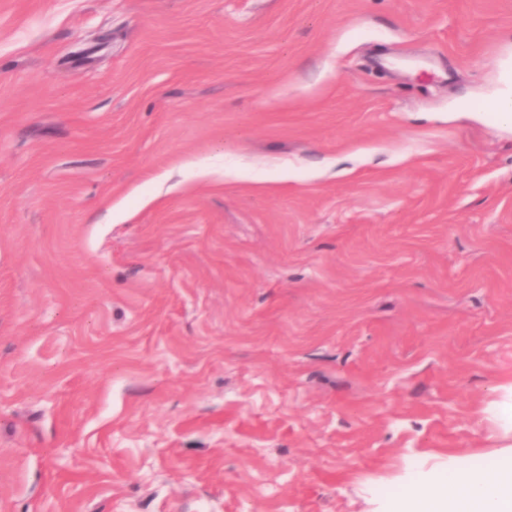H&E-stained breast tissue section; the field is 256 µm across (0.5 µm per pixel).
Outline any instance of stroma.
Returning a JSON list of instances; mask_svg holds the SVG:
<instances>
[{
    "mask_svg": "<svg viewBox=\"0 0 512 512\" xmlns=\"http://www.w3.org/2000/svg\"><path fill=\"white\" fill-rule=\"evenodd\" d=\"M512 0H0V512H384L512 433ZM503 87L485 99L488 111L497 112L506 123L512 122V71H504L501 76Z\"/></svg>",
    "mask_w": 512,
    "mask_h": 512,
    "instance_id": "stroma-1",
    "label": "stroma"
}]
</instances>
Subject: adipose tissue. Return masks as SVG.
Here are the masks:
<instances>
[{
	"instance_id": "1",
	"label": "adipose tissue",
	"mask_w": 512,
	"mask_h": 512,
	"mask_svg": "<svg viewBox=\"0 0 512 512\" xmlns=\"http://www.w3.org/2000/svg\"><path fill=\"white\" fill-rule=\"evenodd\" d=\"M388 512H512V450L490 475L460 463L439 480H415Z\"/></svg>"
}]
</instances>
